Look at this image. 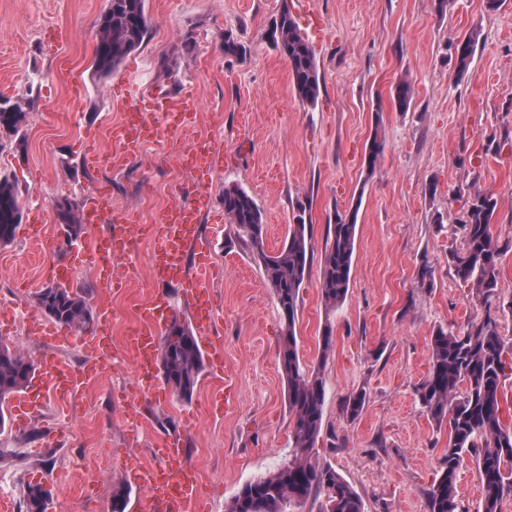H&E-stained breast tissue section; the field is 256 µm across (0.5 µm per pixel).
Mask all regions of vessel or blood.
Wrapping results in <instances>:
<instances>
[{"instance_id":"vessel-or-blood-1","label":"vessel or blood","mask_w":512,"mask_h":512,"mask_svg":"<svg viewBox=\"0 0 512 512\" xmlns=\"http://www.w3.org/2000/svg\"><path fill=\"white\" fill-rule=\"evenodd\" d=\"M195 103L191 95L182 92L175 95L154 97L145 102H135L126 108L131 124L123 130H114L115 158L134 155L141 137H162L165 134L163 117L172 112H191ZM222 153L215 147L195 152L193 164L199 181H206L217 166ZM209 199L205 192H198L193 202H179L163 213L156 235V248L151 258L161 278L176 279L186 285L191 314L203 346L214 358H221L222 347L214 340L213 324L215 308L211 288V263L209 247L200 233V221L207 211ZM132 239L131 217L121 218L113 225L112 234L105 239L93 240L88 255L93 266L101 268L104 278H111V265L124 255ZM197 257L196 271L187 274L185 259L188 253ZM169 303L163 294H155L139 310L141 329L130 343L134 363V382L137 388L156 393L159 389L156 375L160 338L158 330L165 322ZM109 311H102L103 322L98 334L85 342L89 358L84 364L82 376H75L68 362L59 355L51 354L41 359L39 377L44 385L56 388L78 389L82 382L101 375L110 353L108 338ZM184 451L178 443H165L158 451L155 464L141 467L140 485L147 498L160 505L162 512H197L200 492L199 473L182 462Z\"/></svg>"}]
</instances>
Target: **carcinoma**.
<instances>
[{
    "label": "carcinoma",
    "mask_w": 512,
    "mask_h": 512,
    "mask_svg": "<svg viewBox=\"0 0 512 512\" xmlns=\"http://www.w3.org/2000/svg\"><path fill=\"white\" fill-rule=\"evenodd\" d=\"M153 26L146 0H107L97 20L94 52L95 71L112 74L139 49ZM268 34L272 44L287 60L297 96L316 103L320 74L312 46L283 5L272 19ZM471 36L465 46L455 48V77L462 80L471 63ZM247 46L224 37V55L243 58ZM412 87L406 80L395 86L393 103L397 110L409 109ZM27 112L22 100L0 99V132L19 135ZM384 150L378 134L365 148L367 174L375 172ZM463 202L464 219L459 230L463 249L451 254L456 276L475 284L476 295L485 314L452 333L439 329L431 337V367L418 389L427 415L437 424H448V448L440 462L438 477L424 490L427 512H460L458 473L464 457L473 458L479 474L481 512H501L504 500L512 496V424L502 421L501 389L505 370H512L507 356L512 345L501 336L500 319L491 311L498 296L501 246L490 230L497 201L471 187L457 190ZM224 213L235 225V240L248 243L263 268L279 310L280 344L278 359L288 384V409L292 420L288 456L266 475L244 484L227 504L225 512H293L312 496H323L321 512H364L359 494L336 469L313 460L312 450L321 434L325 407V382L321 370L306 367L300 359L295 323L300 289L309 273L313 250L304 214H299L288 231V241L274 255L264 249V222L254 198L242 187H224ZM65 243L80 236L83 224L79 206L62 197L55 201ZM22 220V204L15 183L0 176V245L13 242ZM357 210L336 215L328 225L321 258L319 286L328 310L341 305L349 292L354 253ZM38 308L56 323L84 330L92 321V309L84 296L60 285L42 289L36 296ZM203 355L191 326L174 320V332L162 338L160 369L165 384L181 401H190L199 384ZM35 364L23 352L0 340V429L6 419L1 409L6 398L30 382ZM366 394L356 392L346 398L343 413L355 419L362 411ZM49 491L40 484L29 487L25 512H46Z\"/></svg>",
    "instance_id": "cac0c4a2"
}]
</instances>
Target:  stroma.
<instances>
[{
	"label": "stroma",
	"mask_w": 512,
	"mask_h": 512,
	"mask_svg": "<svg viewBox=\"0 0 512 512\" xmlns=\"http://www.w3.org/2000/svg\"><path fill=\"white\" fill-rule=\"evenodd\" d=\"M105 0H0V96L29 100L22 143L0 138V175L17 185L23 203L15 241L0 246V327L10 326L14 300L31 314L29 333L9 338L31 358L48 350L58 325L36 305L51 281L83 292L93 310L112 311V337L123 342L136 308L164 293L170 313L190 320L180 284L156 279L149 266L158 223L173 201L197 191L180 158L198 136L224 152L208 192L211 209L201 231L215 270V334L224 367L204 361L191 401L171 390L139 401L140 427L128 416L130 364L107 370L81 400H62L32 380L42 407L21 419L0 408V499L23 512L29 485L52 493L48 512H110L114 485L130 491L125 512H158L145 500L134 457L180 439L185 462L222 484L203 494L202 512H225L246 482L273 469L288 453L292 422L288 386L278 360L279 314L271 288L249 247L229 245L234 227L224 215L226 185L247 190L264 219V249L278 251L298 211L311 224L314 259L299 297L296 337L302 362L320 367L326 382L323 427L314 457L332 466L359 493L364 512H427L423 494L439 471L448 430L422 408L417 390L428 375L431 337L459 330L483 314L472 283L457 278L451 253L461 250L459 187L491 194V231L508 247L500 259L498 294L512 300V0H148L153 28L140 49L110 76L92 67L96 21ZM289 7L307 34L321 72L315 104L296 95L287 61L266 32ZM233 34L245 58L224 54ZM475 37L469 72L454 79L451 46ZM413 85L408 111L391 93L400 79ZM188 90L198 104L192 124L147 144L119 166L84 164L106 141L129 103ZM384 140L374 174L366 144ZM112 208L133 211L131 256L139 274L105 287L84 257L104 224L84 226L65 244L54 202L86 206L100 191ZM357 210L351 284L344 303L326 311L319 290L327 226ZM431 275L420 279L421 268ZM332 352L322 358L324 331ZM366 393L356 419L342 412L355 391Z\"/></svg>",
	"instance_id": "1"
}]
</instances>
